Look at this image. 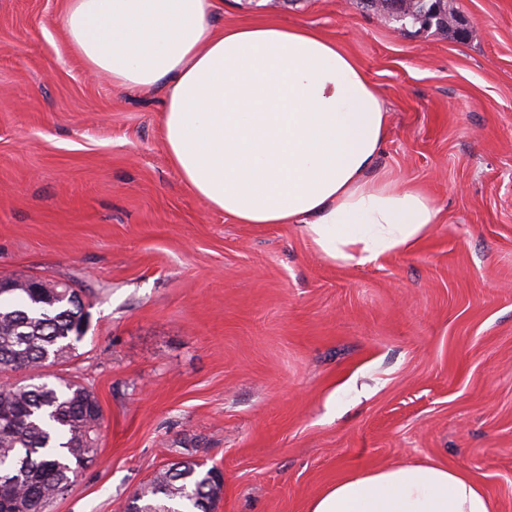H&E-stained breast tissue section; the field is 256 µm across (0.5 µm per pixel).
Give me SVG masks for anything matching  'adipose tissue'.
Returning <instances> with one entry per match:
<instances>
[{
    "mask_svg": "<svg viewBox=\"0 0 512 512\" xmlns=\"http://www.w3.org/2000/svg\"><path fill=\"white\" fill-rule=\"evenodd\" d=\"M220 0H67L63 34L125 87L163 85L162 133L193 193L238 224H297L328 259L406 249L439 221L418 188L374 174L387 112L357 62L302 26L216 28ZM466 473L356 470L307 512H495Z\"/></svg>",
    "mask_w": 512,
    "mask_h": 512,
    "instance_id": "obj_1",
    "label": "adipose tissue"
}]
</instances>
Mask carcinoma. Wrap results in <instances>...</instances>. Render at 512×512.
I'll return each instance as SVG.
<instances>
[{
    "label": "carcinoma",
    "mask_w": 512,
    "mask_h": 512,
    "mask_svg": "<svg viewBox=\"0 0 512 512\" xmlns=\"http://www.w3.org/2000/svg\"><path fill=\"white\" fill-rule=\"evenodd\" d=\"M391 16L439 31L455 19L448 0H418ZM87 317L75 288L43 281L35 289L22 276L0 281V420L10 423L0 430V512H13L19 499L44 512L98 456L93 393L60 377L39 381L42 369L72 356ZM18 371L31 373L29 382L9 381ZM216 471L194 460L173 463L142 484L124 512H214L223 487Z\"/></svg>",
    "instance_id": "carcinoma-1"
}]
</instances>
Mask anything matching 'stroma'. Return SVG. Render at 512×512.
Segmentation results:
<instances>
[{"mask_svg": "<svg viewBox=\"0 0 512 512\" xmlns=\"http://www.w3.org/2000/svg\"><path fill=\"white\" fill-rule=\"evenodd\" d=\"M468 35L354 0H224L216 26H306L389 112L376 169L440 208L410 250L330 262L296 224H237L171 166L164 90L87 70L65 0H0V275L82 291L99 454L47 512H124L184 458L215 512H307L350 472L435 462L512 512V0H449Z\"/></svg>", "mask_w": 512, "mask_h": 512, "instance_id": "obj_1", "label": "stroma"}]
</instances>
